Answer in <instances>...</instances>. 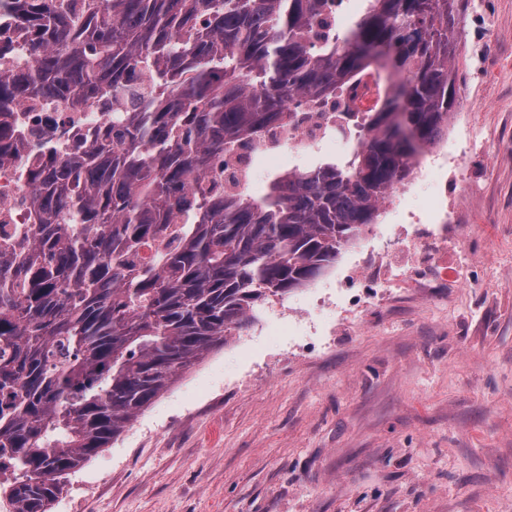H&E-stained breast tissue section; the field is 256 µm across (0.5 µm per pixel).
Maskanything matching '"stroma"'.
Masks as SVG:
<instances>
[{
    "instance_id": "stroma-1",
    "label": "stroma",
    "mask_w": 512,
    "mask_h": 512,
    "mask_svg": "<svg viewBox=\"0 0 512 512\" xmlns=\"http://www.w3.org/2000/svg\"><path fill=\"white\" fill-rule=\"evenodd\" d=\"M448 141L419 156L335 264L183 372L64 480L49 512H512V0H460ZM259 158L251 190L348 156ZM447 225V254L418 234ZM400 288L357 310L338 286Z\"/></svg>"
}]
</instances>
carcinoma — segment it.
<instances>
[{
  "label": "carcinoma",
  "instance_id": "cac0c4a2",
  "mask_svg": "<svg viewBox=\"0 0 512 512\" xmlns=\"http://www.w3.org/2000/svg\"><path fill=\"white\" fill-rule=\"evenodd\" d=\"M78 19L56 0H0L33 58L0 73V162L19 157L4 113L21 99L111 106L142 66L155 89L84 150L29 165V239L0 246V457L13 512H48L61 477L119 435L254 305L319 277L374 223L421 150L448 131L458 89L455 0H362L352 26L311 40L343 0H106ZM383 106L339 133L343 160L267 191L192 189L216 157L287 102L341 93L363 70ZM178 221L174 248L134 258Z\"/></svg>",
  "mask_w": 512,
  "mask_h": 512
}]
</instances>
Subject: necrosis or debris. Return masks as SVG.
I'll return each mask as SVG.
<instances>
[{
	"instance_id": "1",
	"label": "necrosis or debris",
	"mask_w": 512,
	"mask_h": 512,
	"mask_svg": "<svg viewBox=\"0 0 512 512\" xmlns=\"http://www.w3.org/2000/svg\"><path fill=\"white\" fill-rule=\"evenodd\" d=\"M385 95V85L369 71L328 105L304 99L291 101L289 110L302 115L299 124L275 127L261 137L238 143L217 160L215 171L219 176L236 178L241 184H251L256 177V155L263 153L274 159L287 151L316 150L331 139L340 113L372 111ZM131 108L132 100L124 92L116 95L107 113L57 99L14 102L9 120L17 133L34 145L35 151L22 153L20 160L0 165V239L14 242L26 239L28 226L33 222L34 188L23 170V161L34 154L43 157L72 154L78 146L89 144L97 127L111 121L113 113Z\"/></svg>"
}]
</instances>
